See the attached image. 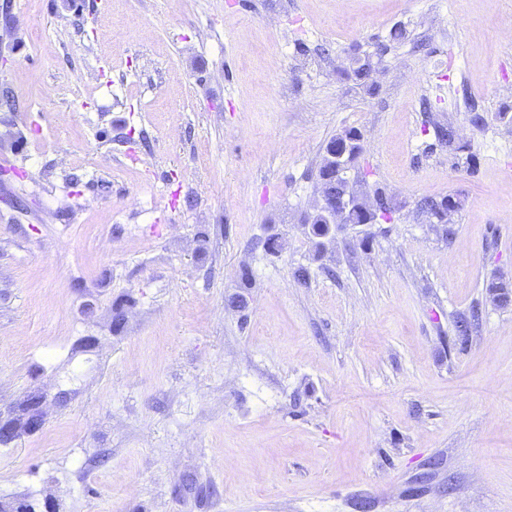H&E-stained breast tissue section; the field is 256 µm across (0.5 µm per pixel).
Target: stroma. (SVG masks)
Instances as JSON below:
<instances>
[{"instance_id":"35a3bbf8","label":"stroma","mask_w":512,"mask_h":512,"mask_svg":"<svg viewBox=\"0 0 512 512\" xmlns=\"http://www.w3.org/2000/svg\"><path fill=\"white\" fill-rule=\"evenodd\" d=\"M11 3L0 504L512 512V0ZM346 129L394 211L320 250ZM448 199V206L443 211H439V209L443 206V202H437L431 198H424L420 203V210L423 212L426 211L430 215L438 216L437 224H441L442 235L448 238L452 234V229L448 227V219L444 220V217H448V212L455 210L458 207L457 201H455L452 197H446ZM431 216V218H434Z\"/></svg>"}]
</instances>
